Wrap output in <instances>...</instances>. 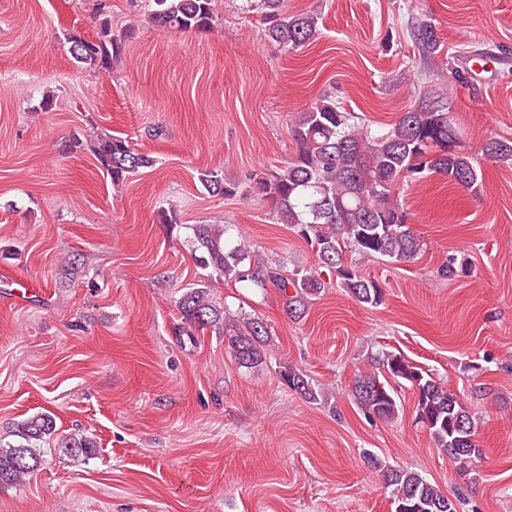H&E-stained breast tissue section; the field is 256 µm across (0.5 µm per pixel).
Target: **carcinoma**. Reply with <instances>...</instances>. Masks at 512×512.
<instances>
[{"label": "carcinoma", "mask_w": 512, "mask_h": 512, "mask_svg": "<svg viewBox=\"0 0 512 512\" xmlns=\"http://www.w3.org/2000/svg\"><path fill=\"white\" fill-rule=\"evenodd\" d=\"M246 7L259 10L265 36L289 51L301 49L319 35L318 17L288 14L285 0H247ZM214 15L215 0H149L146 12L150 24L182 34L211 28ZM413 36L424 51L439 50L432 26L417 27ZM128 39L127 35H113L112 25L105 20L96 37L71 38L69 52L77 66L109 74L114 62L125 54ZM450 99L451 95L440 89L427 88L420 93L418 103L395 122L374 131L359 123L353 113L343 111L334 97L322 95L290 125L293 151L284 165L254 173L247 183L226 180L218 169L200 173L199 181L212 197L253 192L270 201L277 223L293 228L311 246L319 268L289 271L253 253L241 234L231 233L228 224H194L192 251L197 253L195 260L202 274L200 283L178 300L180 324L176 334L192 338L204 330H215L227 341L228 352L239 366L252 369L267 358V323L246 313L232 317L218 308L211 295L215 284L245 283L264 291L272 288L282 297L286 314L299 318L326 288L321 278L326 270L357 302L380 305L384 292L379 283L345 262L344 252L395 263L408 262L419 254L420 240L400 201V186L431 175L472 192L483 184L481 162L462 149V132ZM94 152L115 184L155 164L152 156L133 151L121 136L98 138ZM482 156L512 163V141L488 138ZM468 271L469 261L455 255L449 256L441 269L450 280ZM377 363L391 379L404 380L416 391V419L436 447L449 455L459 475H470L481 448L473 416L457 395L400 354L384 352ZM283 378L288 388L304 399L317 400L316 388L300 369L288 368ZM351 395L370 420L392 422L400 415L394 389L375 372L358 374ZM54 431L55 421L47 413H37L17 424L23 443L0 447V487L20 484L39 469L40 455L26 442ZM60 447L86 456L94 443L85 437H70L62 439ZM366 460L382 472L395 508L458 512L456 501L418 472L393 469L371 453Z\"/></svg>", "instance_id": "1"}]
</instances>
